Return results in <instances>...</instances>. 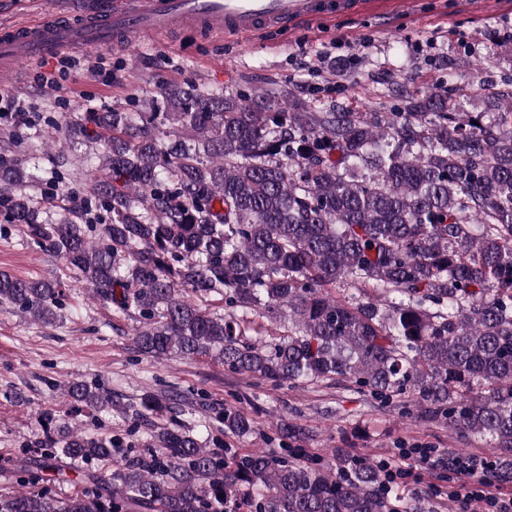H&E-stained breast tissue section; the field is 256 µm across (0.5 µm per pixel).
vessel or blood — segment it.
<instances>
[{
	"instance_id": "vessel-or-blood-1",
	"label": "vessel or blood",
	"mask_w": 512,
	"mask_h": 512,
	"mask_svg": "<svg viewBox=\"0 0 512 512\" xmlns=\"http://www.w3.org/2000/svg\"><path fill=\"white\" fill-rule=\"evenodd\" d=\"M350 0H69L33 25L0 30V79L74 49L132 44L171 29L244 37L265 27L290 29L349 11Z\"/></svg>"
}]
</instances>
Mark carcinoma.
Masks as SVG:
<instances>
[{"instance_id":"1","label":"carcinoma","mask_w":512,"mask_h":512,"mask_svg":"<svg viewBox=\"0 0 512 512\" xmlns=\"http://www.w3.org/2000/svg\"><path fill=\"white\" fill-rule=\"evenodd\" d=\"M386 112L310 106L174 82L161 98L63 119L60 136L0 146V223L56 261L48 277L0 271V307L53 324L68 281L136 321L157 360L208 355L274 385L348 389L462 439L490 442L491 481L512 487V100L466 112L452 93L398 95ZM96 147L78 192L56 193L64 148ZM50 176L51 188L28 192ZM224 301V313L209 298ZM77 409L112 404L65 384ZM224 433L254 421L224 409ZM162 452L68 424L45 448L112 463L86 493L0 496V512H414L371 460L326 467L290 448L226 456L173 424ZM49 477L56 457L27 459Z\"/></svg>"}]
</instances>
